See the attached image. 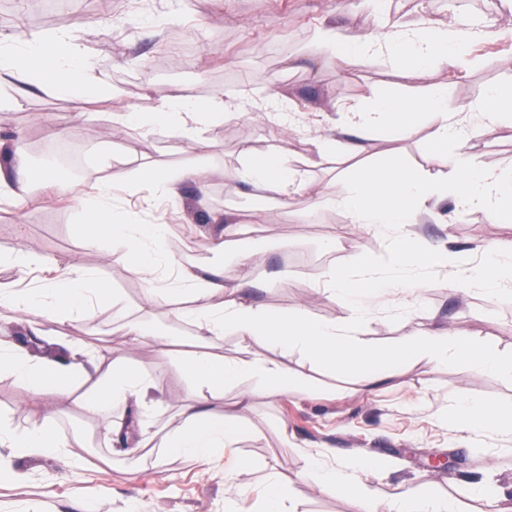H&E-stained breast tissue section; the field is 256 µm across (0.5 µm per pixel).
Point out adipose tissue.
Returning <instances> with one entry per match:
<instances>
[{
  "label": "adipose tissue",
  "instance_id": "adipose-tissue-1",
  "mask_svg": "<svg viewBox=\"0 0 512 512\" xmlns=\"http://www.w3.org/2000/svg\"><path fill=\"white\" fill-rule=\"evenodd\" d=\"M494 24L476 22L455 15L448 24L384 17L379 34L367 38L351 36L345 29L324 26L316 39L326 51L344 62L371 66L386 60L405 71L428 65H448L479 41L499 38ZM50 81L57 89L84 95L102 84L96 68L88 60L82 43L74 36L51 32L17 48L0 44V84L16 86ZM447 85L435 86L422 97L405 99L373 96L347 101L338 107L336 129L359 138L388 130L406 136L418 125L430 130L432 148L444 155L447 172L420 171L402 163L390 167H367L350 180L345 191L311 194L306 172L286 152L255 157L243 151L242 175L255 189L280 202H297L301 209L321 205L345 212L349 223L382 239L395 271L406 273L405 284L412 292H423L422 270L448 263L447 250L421 248L408 232V225L420 216H432L443 199H452L456 212L500 211L512 205V158L496 165L484 164L471 142L478 127L512 125V89L490 88L481 102L448 107ZM234 102L215 99L202 104L190 94H170L152 113L116 112L113 123L151 128L165 124L180 136L198 138L207 118L235 110ZM86 231L107 237L113 249L131 256L130 271L146 285L145 301L150 306L171 304L173 289L158 285L160 265L173 268L178 283L192 296V307L181 317L195 327L193 350L177 356L174 365L195 387L193 398L181 406L178 426L167 433L163 446L168 452L187 455L208 464L213 449L237 442L239 429L232 415L217 409L226 388L242 380L254 381L255 390L269 397L292 392L295 378L284 364L285 358L300 354L319 365L346 371L365 366L378 353L365 337L364 310L367 302L392 280L384 270L355 257L349 272L328 267L322 283L330 297L349 303L351 315L342 325L314 318L307 310L270 311L249 303L244 284L231 280L218 269L194 262L188 265L168 258L165 252L166 227L142 224L135 214L112 203L110 183L95 186L80 202ZM91 272L70 266L64 283L47 282L37 288L0 289V325L9 326L11 315L25 312L31 336L42 337V320L76 312L90 314L114 309L118 297L106 287H93ZM453 291H482L489 304H497L504 292L512 290V241L497 245L484 259L460 261L450 282ZM238 337L244 346L265 345L274 357H248L234 361L215 355L211 347L224 335ZM169 346L166 336L155 335L145 323L126 325L122 346L109 351H88L84 341H69L65 353L38 357L8 339L0 340V373L19 381L33 397L46 405L41 422L19 431L0 420V451L16 457H38L64 453L68 440L59 432L58 421L66 413L64 400L75 385L85 388V407L93 413H108L117 407L134 410L135 425L109 424L105 438L109 445L136 451L149 447L156 431L154 417L159 398L154 378L130 357L132 349L147 338ZM398 353L406 359H423L436 368L452 366L465 374L512 379V357L506 358L483 346L458 339L448 330L430 331L400 340ZM451 421L462 431L475 432L498 421L512 429V420H500L493 409L478 400L454 403ZM324 449L322 458L312 459L307 468L320 489L328 494L357 496L363 512H457L448 498H435L417 491L402 497L381 498L362 487L356 470L369 465L367 456H358L349 465H324L335 456Z\"/></svg>",
  "mask_w": 512,
  "mask_h": 512
}]
</instances>
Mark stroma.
<instances>
[{"mask_svg": "<svg viewBox=\"0 0 512 512\" xmlns=\"http://www.w3.org/2000/svg\"><path fill=\"white\" fill-rule=\"evenodd\" d=\"M386 11L433 25L462 14L512 29L507 0H387ZM330 24L364 38L378 33L379 15L366 0H150L143 13L130 11L126 0H94L87 11L63 22L29 18L13 27L0 24V37L18 42L60 29L71 32L105 80L81 98L48 84L20 85L8 92L11 108L0 112V136L21 135L36 174L21 201L0 200V256L23 248L42 260L24 273L0 264V286L35 288L60 281L76 264L93 271L125 307L121 317L104 309L44 320L41 354L58 353L75 337L100 349L121 345L124 324L134 318L168 334L178 349L188 347L190 323L177 319L174 308L145 307V286L130 273L126 253L112 251L103 239L88 238L80 228L78 201L105 178L117 202L137 213L141 223L166 225L171 254L185 246L204 247L206 259L232 275L238 272L231 265L235 250L260 252L258 264L240 271L250 283V301L273 311L301 307L326 322L348 319V305L316 285L325 268L345 269L351 256L382 260L380 240L354 230L337 210L316 207L299 216L294 207L277 202L259 207L257 191L239 177L243 149L257 157L285 151L306 160L316 154L314 133H333L337 103L375 94L422 95L444 84L449 105L478 103L488 88L512 86V36L472 45L470 61L407 75L389 62L347 65L323 52L314 33ZM162 76L167 90L183 89L202 102L232 100L245 116L210 123L198 140L179 137L163 125L148 130L112 124L111 113L149 109L145 97L123 89L124 79L152 88ZM273 92L288 96L304 113L310 135L259 118L262 100ZM64 141L83 158L82 173L66 179L62 189L43 188L37 175L51 166V148ZM338 141L318 166L307 170L314 190L343 188L364 162L387 166L398 158L434 172L444 167L424 126L407 137L375 134L357 154L350 151V135H339ZM103 154L119 155L123 162L106 167L99 161ZM203 158L209 163L205 195L188 183L180 199L156 198L149 172L190 168ZM227 208L236 212L244 232L235 249L218 253L214 247L223 241L224 227L213 223L212 215ZM410 231L424 246H444L475 259L512 240V210L463 213L451 223L424 218ZM331 237L339 245L334 253H323L322 243ZM449 280V270L437 269L422 294L384 291L374 300L365 331L386 354L381 384L368 386L362 369L334 374L292 355L288 367L298 377L295 392L254 397L252 410L237 419V444L216 449L205 466L161 448L113 452L104 431L110 421L123 418V409L90 414L79 397H70L60 423L61 434L72 440L70 448L59 456L13 461L18 476L0 480V512H125L132 502L144 512H225L224 470L243 460L249 466L239 474L242 512H254L274 479L287 487L297 512H361L357 497L324 494L306 476L309 459L325 448L335 449L340 461L370 456L375 467L359 479L379 496L421 483L430 496L454 499L459 512H484L472 486L490 478L506 490L501 512H512V430L461 433L448 420L451 405L465 399L512 417V380L463 375L452 367L436 369L424 360L396 357L400 337L442 328L458 330L463 339L502 356L512 355V300L501 299L493 312L480 293L455 294ZM131 357L157 378L164 398L159 431L176 427L180 407L193 394L190 382L152 340L135 347ZM0 417L21 431L41 422L43 406L14 378L0 374ZM434 456L449 458L450 468H430ZM73 458L81 460L82 470L70 467Z\"/></svg>", "mask_w": 512, "mask_h": 512, "instance_id": "35a3bbf8", "label": "stroma"}]
</instances>
